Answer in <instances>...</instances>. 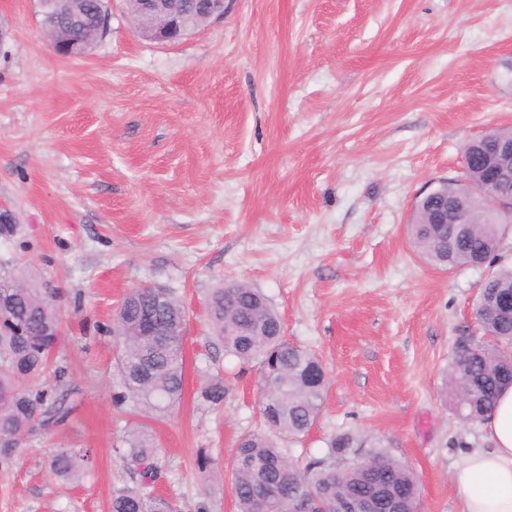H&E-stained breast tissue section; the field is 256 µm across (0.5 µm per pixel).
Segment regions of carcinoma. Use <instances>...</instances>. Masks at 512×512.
<instances>
[{"mask_svg":"<svg viewBox=\"0 0 512 512\" xmlns=\"http://www.w3.org/2000/svg\"><path fill=\"white\" fill-rule=\"evenodd\" d=\"M96 0H77L73 10L43 11L42 24L51 42L62 38L94 36ZM463 234L448 224H430L425 205L416 208L408 231L419 256L441 270L475 267L495 261L505 234L502 224L481 210ZM16 296L13 306L0 310V472L9 469L25 435L38 427L66 425L73 411L67 403L69 371L52 366L61 335L58 294L40 280L22 272H0V294ZM512 295V266H497L481 287L474 315L480 336L459 337L446 375V388L456 412L477 422L491 412L502 390L512 387V317L499 315L496 299ZM214 339L224 353L244 366L273 369L270 389L279 402L277 419L264 422L265 430L241 436L230 463L237 512H297L307 501L313 512H336L343 501L374 498L391 503L397 512H417L415 473L382 449L370 451L366 461L352 462L355 438L336 437L328 458L305 466L292 462L279 447L281 436L298 438L318 421L328 389L319 357L283 336L281 318L265 296L243 282L214 289L207 299ZM181 320L185 309L170 291L165 299L148 288L131 289L112 322L101 331L120 345L116 403L135 412L161 415L173 409L184 391V337L159 339L144 336L139 325L145 316ZM228 388L215 375L202 387L200 398L210 407L224 403ZM121 458L136 468L139 481L112 490L110 512H176L169 499L156 495L159 478L155 437L147 428L133 430ZM91 465L88 448H57L49 460L51 474L62 483L83 479Z\"/></svg>","mask_w":512,"mask_h":512,"instance_id":"obj_1","label":"carcinoma"}]
</instances>
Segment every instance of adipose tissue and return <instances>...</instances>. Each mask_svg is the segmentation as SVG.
<instances>
[{"instance_id": "1", "label": "adipose tissue", "mask_w": 512, "mask_h": 512, "mask_svg": "<svg viewBox=\"0 0 512 512\" xmlns=\"http://www.w3.org/2000/svg\"><path fill=\"white\" fill-rule=\"evenodd\" d=\"M483 427L489 447L469 450L456 465L457 512H512V387Z\"/></svg>"}]
</instances>
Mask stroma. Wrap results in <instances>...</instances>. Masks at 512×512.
Returning <instances> with one entry per match:
<instances>
[{"label": "stroma", "instance_id": "1", "mask_svg": "<svg viewBox=\"0 0 512 512\" xmlns=\"http://www.w3.org/2000/svg\"><path fill=\"white\" fill-rule=\"evenodd\" d=\"M223 20L175 45L137 37L113 9L87 57L59 56L37 0H0V270L32 272L60 298L56 354L69 425L29 435L0 474V512H108L134 475L118 453L155 436L157 493L177 512H234L227 466L259 430L260 369L212 344L205 301L248 283L288 342L329 378L320 418L288 443L299 465L341 433L380 442L419 480L418 512H456L453 473L484 446L459 420L444 375L476 331L484 271H443L406 233L415 199L462 182V148L512 126V0H225ZM184 305L183 397L162 420L114 404L119 346L95 332L131 289ZM221 408L198 392L213 375ZM56 448H88L65 486ZM224 472L201 474L199 449Z\"/></svg>", "mask_w": 512, "mask_h": 512}]
</instances>
